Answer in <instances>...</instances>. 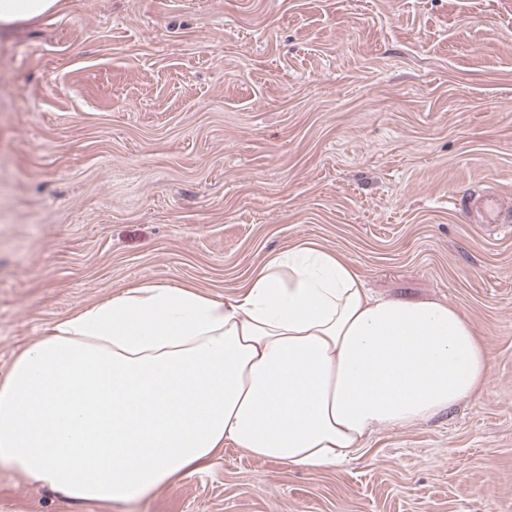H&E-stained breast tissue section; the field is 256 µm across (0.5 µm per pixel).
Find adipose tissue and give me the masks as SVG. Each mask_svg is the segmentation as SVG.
<instances>
[{
	"mask_svg": "<svg viewBox=\"0 0 512 512\" xmlns=\"http://www.w3.org/2000/svg\"><path fill=\"white\" fill-rule=\"evenodd\" d=\"M61 5L0 0V31ZM489 362L455 306L376 295L307 242L226 300L145 281L57 321L0 377V465L78 503L147 495L227 443L329 468L478 397Z\"/></svg>",
	"mask_w": 512,
	"mask_h": 512,
	"instance_id": "adipose-tissue-1",
	"label": "adipose tissue"
}]
</instances>
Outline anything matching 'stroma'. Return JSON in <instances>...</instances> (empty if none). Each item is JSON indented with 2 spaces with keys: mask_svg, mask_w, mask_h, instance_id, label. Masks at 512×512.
<instances>
[{
  "mask_svg": "<svg viewBox=\"0 0 512 512\" xmlns=\"http://www.w3.org/2000/svg\"><path fill=\"white\" fill-rule=\"evenodd\" d=\"M512 0H65L0 33V375L144 281L234 295L303 241L456 306L483 395L294 468L225 446L141 499L0 468V512H512ZM482 205L493 223L509 224L512 220V202L506 201L502 196L489 197L483 200ZM507 217V220L503 218Z\"/></svg>",
  "mask_w": 512,
  "mask_h": 512,
  "instance_id": "obj_1",
  "label": "stroma"
}]
</instances>
